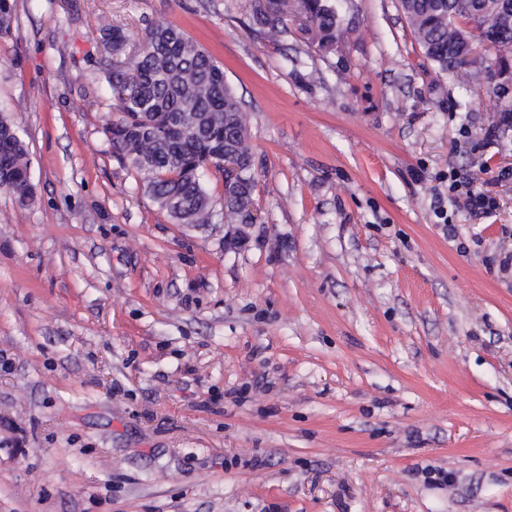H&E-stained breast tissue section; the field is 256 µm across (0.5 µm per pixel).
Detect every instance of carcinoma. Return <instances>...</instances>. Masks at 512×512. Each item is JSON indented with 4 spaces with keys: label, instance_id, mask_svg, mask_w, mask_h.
Listing matches in <instances>:
<instances>
[{
    "label": "carcinoma",
    "instance_id": "1",
    "mask_svg": "<svg viewBox=\"0 0 512 512\" xmlns=\"http://www.w3.org/2000/svg\"><path fill=\"white\" fill-rule=\"evenodd\" d=\"M302 11L316 18L323 52L335 49L340 19L335 0H298ZM456 0H401V5L427 60L442 73L455 54L459 21L469 15L452 5ZM16 0H0V38L11 35ZM256 22L270 39L287 33L281 16L266 10ZM113 54L122 52V29L101 27ZM112 86L113 110L120 118L107 127L112 153L141 178L145 192L178 224H210L214 218L204 171H224V146L238 159H253L248 118L224 68L180 28L152 25L145 29L139 53L106 68ZM0 189L24 207L33 199L30 159L25 141L0 114ZM255 181L224 190L222 219L226 224L254 220Z\"/></svg>",
    "mask_w": 512,
    "mask_h": 512
}]
</instances>
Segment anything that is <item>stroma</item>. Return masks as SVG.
Listing matches in <instances>:
<instances>
[{"label": "stroma", "instance_id": "obj_1", "mask_svg": "<svg viewBox=\"0 0 512 512\" xmlns=\"http://www.w3.org/2000/svg\"><path fill=\"white\" fill-rule=\"evenodd\" d=\"M257 0H17L0 113V512H512V93L436 73L400 0L315 52ZM174 24L249 116L259 216L224 248L112 153L100 25ZM499 202L453 217L448 168ZM447 484L425 481L433 469ZM0 189L11 194L21 207L27 206L33 199L28 148L13 124L2 114H0Z\"/></svg>", "mask_w": 512, "mask_h": 512}]
</instances>
